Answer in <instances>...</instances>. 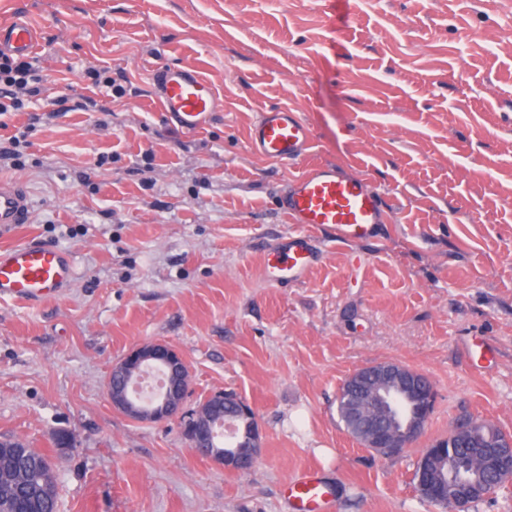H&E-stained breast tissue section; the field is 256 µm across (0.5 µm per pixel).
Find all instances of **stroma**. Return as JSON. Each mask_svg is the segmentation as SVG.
<instances>
[{"label": "stroma", "instance_id": "stroma-1", "mask_svg": "<svg viewBox=\"0 0 512 512\" xmlns=\"http://www.w3.org/2000/svg\"><path fill=\"white\" fill-rule=\"evenodd\" d=\"M18 11L43 33V82L0 115L2 148L32 129L0 162L28 201L0 247L67 249L77 276L39 304L0 299V436L51 456L59 512H291L284 485L314 465L336 512H440L413 481L424 450L468 417L512 436V0H0V22ZM157 67L198 69L223 109L180 131ZM281 106L312 133L295 165L248 144ZM314 163L365 176L389 221L316 228L309 274L270 283L266 251L295 230L281 198ZM152 341L184 356L192 401L252 404L250 470L113 409V364ZM382 361L437 394L390 458L336 412Z\"/></svg>", "mask_w": 512, "mask_h": 512}]
</instances>
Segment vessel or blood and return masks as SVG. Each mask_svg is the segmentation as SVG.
<instances>
[{"label": "vessel or blood", "mask_w": 512, "mask_h": 512, "mask_svg": "<svg viewBox=\"0 0 512 512\" xmlns=\"http://www.w3.org/2000/svg\"><path fill=\"white\" fill-rule=\"evenodd\" d=\"M42 32L25 17L0 24V52L16 57L31 55ZM163 112L179 130L201 129L221 102L212 84L195 70L167 68L157 75ZM251 147L266 159L294 163L306 157L310 129L298 113L278 109L262 113L249 132ZM28 204L15 183L0 180V230L24 223ZM282 208L299 229L272 245L265 259V276L273 283L296 282L306 277L316 261L311 228L335 226L341 237L369 235L386 221V203L364 177L341 174L319 164L292 180ZM72 255L62 249L34 243L0 249V299L36 304L59 295L73 278ZM293 512H333V488L317 469L298 472L285 485Z\"/></svg>", "instance_id": "vessel-or-blood-1"}]
</instances>
